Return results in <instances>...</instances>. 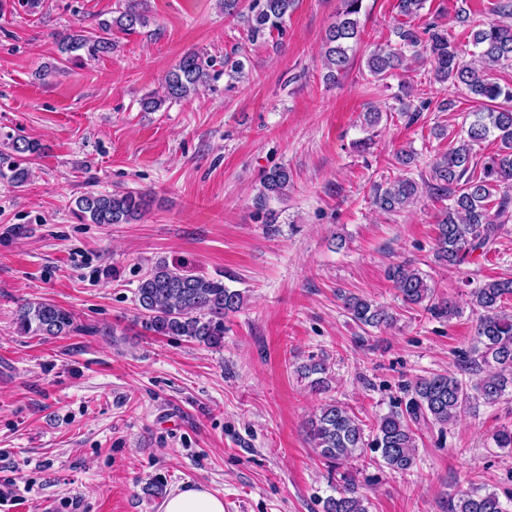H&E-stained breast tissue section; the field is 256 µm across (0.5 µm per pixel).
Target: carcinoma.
Masks as SVG:
<instances>
[{"instance_id":"1","label":"carcinoma","mask_w":512,"mask_h":512,"mask_svg":"<svg viewBox=\"0 0 512 512\" xmlns=\"http://www.w3.org/2000/svg\"><path fill=\"white\" fill-rule=\"evenodd\" d=\"M295 0H249L246 26L256 41L275 33L282 34L288 11ZM363 0H343L336 22L322 40V62L328 69L324 78L336 81L346 70L350 52L360 41L359 14ZM149 22L145 0H126L125 9L95 29L77 27L58 39L62 60L82 64L112 51V31L130 32ZM460 23L469 30L472 45L479 49L480 65L465 63L448 31L432 23L421 39L412 25L399 24L396 45L379 47L366 59L370 75L384 80L399 69L406 52L424 57L432 66L436 81L462 85L480 103L471 112L473 121L448 153L430 167V179L422 182L405 174L372 188V202L379 210L398 213L418 201L423 190L448 198V207L437 221L436 259L459 267L469 262L477 250L488 252L512 223V109L497 105L512 101V85L495 81L494 71L512 65V23H482L467 14ZM216 60L203 51L184 54L165 78L164 96L148 95L141 101L146 112L158 111L167 100L178 101L207 85L213 78ZM500 141L498 152L479 163L473 160V143L490 135ZM13 161L6 178L17 187L29 177L25 163L39 155L43 147L24 135L7 137ZM291 176L288 168L278 166L260 176L261 189L256 206L266 211L269 200L288 195ZM146 197L126 190L111 194L88 192L76 200L77 217L92 224H131L140 219ZM278 214L266 211V223L276 224ZM386 276L404 304L419 306L442 316L457 309L450 303L433 302L434 289L419 270L407 262L388 267ZM512 297V278H500L479 284L470 291V304L481 310L475 344L461 355V371L489 368L472 385L450 374H434L418 379L407 390L405 406L379 417L373 434L348 407L330 402L308 421V439L329 467L364 454L371 448L380 453L383 463L393 471L408 472L416 464L417 438L414 426L424 424L443 430L462 415H477L479 404H494L512 387V310L504 300ZM350 318L364 327L390 328L396 317L385 307L354 293L341 295ZM244 305L241 291L224 285L219 278L198 275L183 267L160 260L141 278L136 291V323L156 336H178L211 349L224 346V316ZM14 324L25 336H66L84 330L72 312L50 301H26L18 305ZM300 377L310 386L328 388L324 360H310L297 367ZM324 512H369L367 498L359 492L356 480L345 478L343 491L329 497ZM448 512H506L495 492L461 491L450 499Z\"/></svg>"}]
</instances>
